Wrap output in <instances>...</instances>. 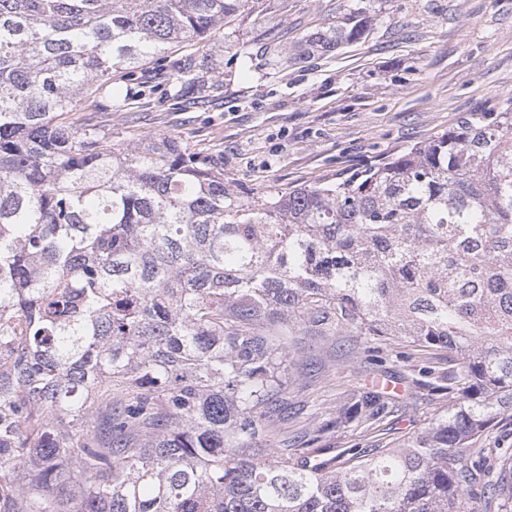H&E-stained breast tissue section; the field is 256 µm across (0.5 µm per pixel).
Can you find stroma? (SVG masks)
I'll return each instance as SVG.
<instances>
[{
    "label": "stroma",
    "instance_id": "obj_1",
    "mask_svg": "<svg viewBox=\"0 0 512 512\" xmlns=\"http://www.w3.org/2000/svg\"><path fill=\"white\" fill-rule=\"evenodd\" d=\"M353 2L244 0L238 19L202 42L173 48L134 78L113 76L122 108L87 93L68 119L110 128L118 145L177 138L223 162L229 188L267 196L427 143L465 113L512 95V0H363L372 18L365 38L291 63L308 35L341 21ZM241 45L251 62L236 58ZM188 57L206 63L212 86L195 105L170 96L176 65ZM324 358L314 343L286 363L288 409L274 423L277 436L335 418L347 394L382 370L408 403L389 441L425 427L450 402L412 382L413 366L453 367L447 350L427 351L412 366L388 348L379 366L359 347Z\"/></svg>",
    "mask_w": 512,
    "mask_h": 512
}]
</instances>
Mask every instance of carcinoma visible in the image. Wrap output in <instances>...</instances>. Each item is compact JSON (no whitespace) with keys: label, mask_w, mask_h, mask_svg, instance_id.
Wrapping results in <instances>:
<instances>
[{"label":"carcinoma","mask_w":512,"mask_h":512,"mask_svg":"<svg viewBox=\"0 0 512 512\" xmlns=\"http://www.w3.org/2000/svg\"><path fill=\"white\" fill-rule=\"evenodd\" d=\"M243 0H0V512H512L474 444L512 413V96L334 181L253 197L164 137L65 121ZM371 16L312 43L364 37ZM180 92L206 98L202 64ZM446 349L457 400L398 447L272 460L304 337ZM398 395L313 430L377 438ZM76 503L73 511L69 505Z\"/></svg>","instance_id":"1"}]
</instances>
